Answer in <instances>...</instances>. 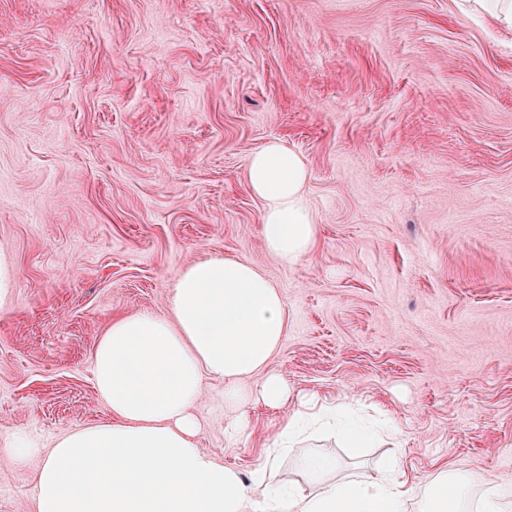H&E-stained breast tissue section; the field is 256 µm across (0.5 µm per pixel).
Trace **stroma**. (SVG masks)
Instances as JSON below:
<instances>
[{
  "mask_svg": "<svg viewBox=\"0 0 512 512\" xmlns=\"http://www.w3.org/2000/svg\"><path fill=\"white\" fill-rule=\"evenodd\" d=\"M301 155L308 259L265 249L249 156ZM0 430L51 447L104 419L93 354L113 318L164 315L213 254L258 265L287 318L269 370L292 393L358 399L391 433L281 460L337 474L399 459L512 478V30L469 0H0ZM199 446L250 471L286 408L224 438L208 379ZM33 465L0 453V512H32Z\"/></svg>",
  "mask_w": 512,
  "mask_h": 512,
  "instance_id": "stroma-1",
  "label": "stroma"
}]
</instances>
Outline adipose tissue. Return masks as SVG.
Wrapping results in <instances>:
<instances>
[{"label": "adipose tissue", "mask_w": 512, "mask_h": 512, "mask_svg": "<svg viewBox=\"0 0 512 512\" xmlns=\"http://www.w3.org/2000/svg\"><path fill=\"white\" fill-rule=\"evenodd\" d=\"M262 200L265 246L281 264L309 257L317 224L306 198L308 168L282 142L256 150L247 166ZM277 286L253 263L211 255L188 265L168 312L123 315L100 337L93 366L108 421L82 427L42 448L21 428L0 431V449L15 463L40 458L32 512H512V481L438 464L427 490L400 462L377 475L336 477L329 455L304 457L293 480L273 482L279 452L312 437L309 414L290 410L273 448L250 471L224 465L198 446L194 408L205 378L224 382V403L241 409L258 399L277 408L290 400L267 367L286 333Z\"/></svg>", "instance_id": "1"}]
</instances>
